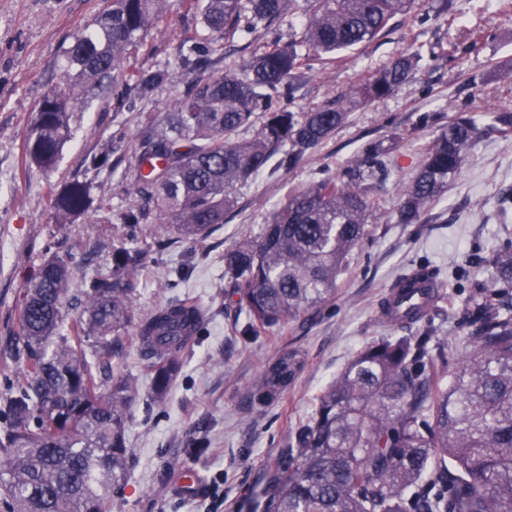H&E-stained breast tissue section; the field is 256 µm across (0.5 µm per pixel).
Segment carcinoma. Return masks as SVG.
Returning a JSON list of instances; mask_svg holds the SVG:
<instances>
[{
    "mask_svg": "<svg viewBox=\"0 0 512 512\" xmlns=\"http://www.w3.org/2000/svg\"><path fill=\"white\" fill-rule=\"evenodd\" d=\"M296 2L181 0L203 28L178 49L193 78L140 133L126 188L132 201L120 215L125 244L78 294L73 272L87 260L78 244L52 253L25 281L15 336L19 375L0 396V500L7 512H110L126 470L128 412L139 397L137 379L118 366L122 336L136 337L160 399L180 369L181 351L208 319L189 297L134 317L143 225L203 243L238 207L240 187L273 156L297 167L356 107L398 92L423 60L420 48L402 53L337 99L294 112L288 102L305 74L384 36L415 7V0H307L302 33L286 38L279 22ZM169 8L170 0H109L73 37L61 85L36 105L24 141L28 167H56L76 113L90 101L132 111L164 83L167 70H145L137 58ZM419 18L453 23L454 0H423ZM260 29L263 42L245 62L207 73L213 57L224 56L225 37ZM459 53L442 41L428 50L450 62ZM256 124L254 137L239 139ZM490 128L509 134L512 112H496ZM484 132L474 115L458 112L390 210L370 190L392 154L381 141L367 143L354 167L289 193L259 236L224 251L226 296L244 316V332L281 327L332 299L370 224L419 223ZM111 140L110 150L88 157L89 168L112 170L124 137ZM51 195L56 223L70 224L89 208L91 186L74 179ZM482 262L490 278L465 309L467 353L459 366L448 372L446 342L430 330L406 332L429 312L411 307L393 318L392 333L363 346L291 432L251 512H512V239ZM420 281L437 301L440 270L421 265L396 279L380 308L406 304ZM73 304L81 312L66 327L64 310ZM297 367V353L282 352L259 373L253 402H274Z\"/></svg>",
    "mask_w": 512,
    "mask_h": 512,
    "instance_id": "obj_1",
    "label": "carcinoma"
}]
</instances>
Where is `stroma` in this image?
Returning <instances> with one entry per match:
<instances>
[{
	"mask_svg": "<svg viewBox=\"0 0 512 512\" xmlns=\"http://www.w3.org/2000/svg\"><path fill=\"white\" fill-rule=\"evenodd\" d=\"M106 0H0V393L15 381L19 363L14 331L24 276L38 266L46 246L68 249L86 243L91 257L77 267L76 286L110 264L121 224L99 233L95 211L71 224L56 223L49 186L74 179L91 182L93 203L106 202L120 214L134 179L131 156L149 117L183 91L191 79L177 62L180 42L201 29L197 13L172 5L149 36L138 63L166 65L167 81L136 110L112 112L93 102L79 113L73 136L54 170H25L24 136L42 95L60 82L64 49L86 27ZM453 26L419 25L414 14L397 16L394 30L348 53L335 67L309 73L296 89L291 110L305 112L335 99L371 72L405 52L410 43L476 42L456 65L421 61L416 75L392 97L351 112L347 123L309 151L294 169L264 173L240 190L237 210L200 246L169 240L157 248L144 236L139 294L134 302L145 316L175 298L200 302L210 319L201 335L182 350L181 369L163 400H155L150 370L126 339L129 369L140 396L127 421V478L112 497L111 512H249V501L265 484L268 463L287 446L289 432L312 414L317 395L372 337L385 335L380 300L390 284L414 264L431 263L445 272L439 335L448 339L450 367L466 348L461 341L463 311L476 281L487 271L479 256L512 238V207L498 199L512 189V134L490 130L466 152L447 192L432 203L418 224L378 221L350 260L335 297L302 314L281 331L245 336L224 296V251L241 236L259 235L270 212L296 187L355 166L362 144L392 140L396 148L387 175L375 181L387 203L396 202L410 182L429 144L458 109L481 121L491 112L512 110V11L499 0H454ZM487 41H477L481 32ZM125 135L124 151L113 154L111 173L87 169L88 153L106 148L113 132ZM297 351L301 367L288 389L271 405L253 407L257 373L284 349ZM194 471L198 488L184 495L183 471Z\"/></svg>",
	"mask_w": 512,
	"mask_h": 512,
	"instance_id": "obj_1",
	"label": "stroma"
}]
</instances>
